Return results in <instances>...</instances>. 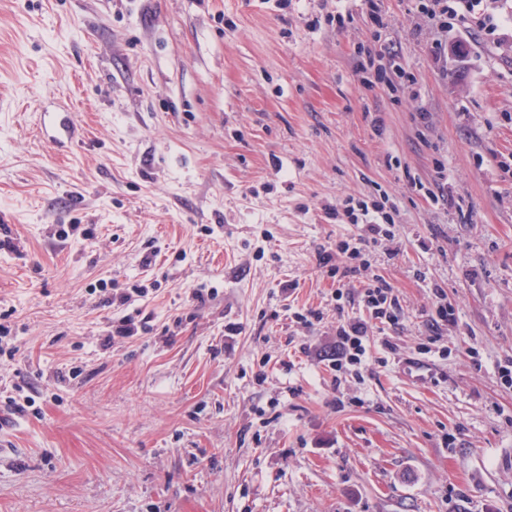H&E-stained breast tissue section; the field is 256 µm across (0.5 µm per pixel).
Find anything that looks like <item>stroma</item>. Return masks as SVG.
<instances>
[{"mask_svg":"<svg viewBox=\"0 0 512 512\" xmlns=\"http://www.w3.org/2000/svg\"><path fill=\"white\" fill-rule=\"evenodd\" d=\"M485 5L494 42L417 0H0V512H512V0ZM349 198L394 218L368 272L402 317L339 375L367 311L318 254ZM45 131L52 140H61V137L73 139L77 131L74 115L71 112H56L51 134L47 129ZM371 325L364 319L340 321L337 326L338 351L332 358L333 368L340 372L347 365H361L367 352Z\"/></svg>","mask_w":512,"mask_h":512,"instance_id":"stroma-1","label":"stroma"}]
</instances>
